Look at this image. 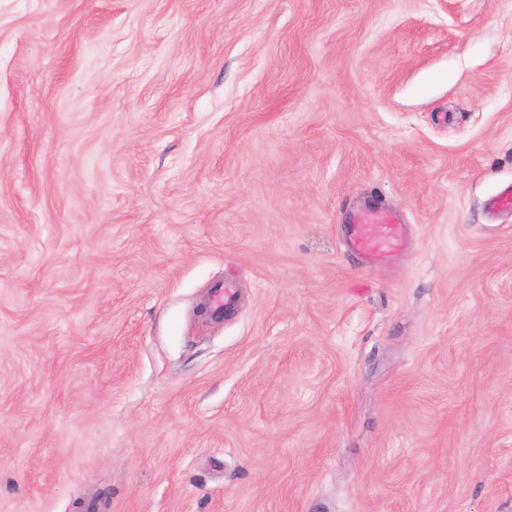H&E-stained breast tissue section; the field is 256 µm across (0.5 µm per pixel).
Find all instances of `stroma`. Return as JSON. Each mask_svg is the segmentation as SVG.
I'll return each instance as SVG.
<instances>
[{"instance_id":"stroma-1","label":"stroma","mask_w":512,"mask_h":512,"mask_svg":"<svg viewBox=\"0 0 512 512\" xmlns=\"http://www.w3.org/2000/svg\"><path fill=\"white\" fill-rule=\"evenodd\" d=\"M510 186L512 0H0V512H512ZM351 222V244L366 254L393 249L402 239L403 219L397 212L367 207Z\"/></svg>"}]
</instances>
